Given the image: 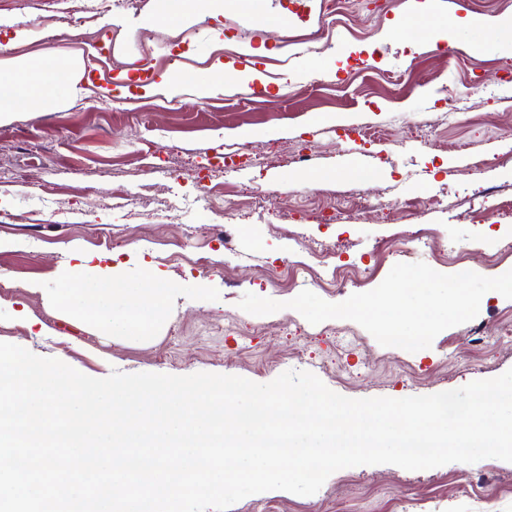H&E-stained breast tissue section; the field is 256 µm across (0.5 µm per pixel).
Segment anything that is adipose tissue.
<instances>
[{
	"label": "adipose tissue",
	"instance_id": "1",
	"mask_svg": "<svg viewBox=\"0 0 512 512\" xmlns=\"http://www.w3.org/2000/svg\"><path fill=\"white\" fill-rule=\"evenodd\" d=\"M164 9L145 16L143 25L150 30L173 31L180 28L190 7L210 16L224 11V0H166ZM412 18L430 20L434 39H447L449 30L466 25L496 32L503 44L512 43V17H483L473 21L431 19L425 4L413 0ZM85 52L69 56L54 53L23 55L10 61L8 70H0V122L10 118L17 108H49L57 99L77 101L90 94L92 85ZM176 288L156 265L145 263L141 278L123 277L109 266L88 279H63L60 288L45 296L44 303L65 321L91 333L104 332L113 339L130 335L152 339L160 322L169 315ZM122 307H115V300Z\"/></svg>",
	"mask_w": 512,
	"mask_h": 512
}]
</instances>
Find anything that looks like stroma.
<instances>
[{
    "instance_id": "1",
    "label": "stroma",
    "mask_w": 512,
    "mask_h": 512,
    "mask_svg": "<svg viewBox=\"0 0 512 512\" xmlns=\"http://www.w3.org/2000/svg\"><path fill=\"white\" fill-rule=\"evenodd\" d=\"M153 0L127 10L118 0H0V15L36 32L27 53L67 52L69 20L81 17L99 57L94 84L112 89L123 76L140 78L143 46L155 76L173 65L205 79L215 61L238 65L240 50H257L264 83L201 98L185 86L172 99L139 89L116 98L58 102L19 109L0 122V236L14 240L0 252V342L59 359L104 378L113 371L236 375L265 384L287 370L317 375L349 398L430 395L512 369V341L480 349L473 326L493 332L512 319V299L489 294L474 322L439 333L414 353L381 346L348 320L313 325L295 310L256 316L238 306L252 293L288 301L302 290L338 303L349 290L313 281H287L284 262H314L335 252L337 264L373 266V284L405 260L432 263L433 250L455 254L483 240L504 260L489 266L485 253L438 266L453 274L496 277L512 269V83L501 68L512 55L493 31L463 29L453 46L417 49L429 34L410 20L407 0H350L327 38L306 43L324 26L323 0H224L219 18L193 15L174 32L146 31ZM284 16L283 29L265 27ZM111 27H101L103 17ZM406 24L408 39L389 36ZM373 128L378 137L350 156L345 129ZM243 149L261 163L224 174L214 160ZM314 154L305 164L291 152ZM507 164L487 167L493 156ZM175 168L179 181L157 178L147 204L117 197L139 191L147 167ZM325 169L334 181L319 188L324 202L356 194L347 221L323 224L307 215V175ZM368 174L359 182V174ZM212 188L211 203H195L197 187ZM404 216H396V206ZM292 214L289 223L278 216ZM28 215L20 224L16 215ZM437 233L434 247L416 231ZM228 240L216 237V230ZM115 257L127 275L157 264L179 288L176 307L152 341L110 340L65 323L26 284L53 292L62 277H89L101 259ZM42 327L27 328L21 309ZM229 512H512V462L487 458L408 471L395 465L339 470L311 496L272 490L245 497Z\"/></svg>"
}]
</instances>
